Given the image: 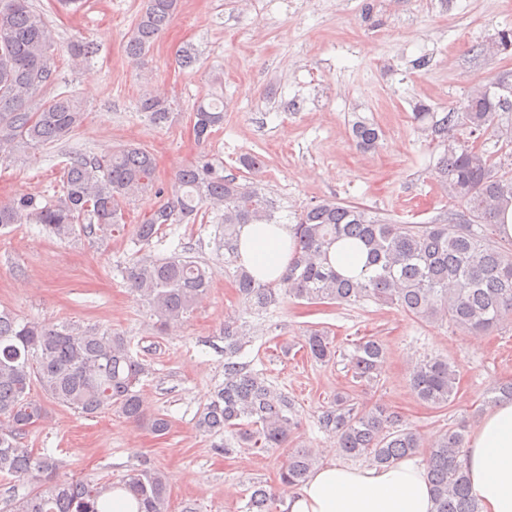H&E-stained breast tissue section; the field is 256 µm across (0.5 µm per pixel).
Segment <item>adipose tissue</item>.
<instances>
[{
  "label": "adipose tissue",
  "instance_id": "obj_1",
  "mask_svg": "<svg viewBox=\"0 0 512 512\" xmlns=\"http://www.w3.org/2000/svg\"><path fill=\"white\" fill-rule=\"evenodd\" d=\"M242 264L259 280L275 282L294 250L287 225L248 224L239 239ZM470 492L482 512H512V402L485 415L465 457ZM282 512H434L426 470L407 459L391 467L330 461L289 493Z\"/></svg>",
  "mask_w": 512,
  "mask_h": 512
}]
</instances>
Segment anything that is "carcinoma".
<instances>
[{
	"label": "carcinoma",
	"mask_w": 512,
	"mask_h": 512,
	"mask_svg": "<svg viewBox=\"0 0 512 512\" xmlns=\"http://www.w3.org/2000/svg\"><path fill=\"white\" fill-rule=\"evenodd\" d=\"M178 0H144L124 43L128 59L138 62L177 15ZM56 46L44 13L31 0H0V160L57 144L84 121L77 99L59 90L53 66ZM65 52L75 67L95 54L94 44L70 41ZM138 110L159 126L169 119V103L156 89L138 101ZM512 71L473 87L440 114L417 107L413 121L438 139L444 152L435 177L444 194L462 207L448 213L443 224H394L369 215L366 208L324 200L306 207L292 225L295 251L274 284L256 279L238 264V241L246 224H275L276 203L255 183H242L224 167L200 157L179 168L166 190L155 186V161L142 146L122 147L105 160L80 150L69 152L61 198L41 204L33 194L0 200V231L16 224H39L60 240L103 237L123 221L126 203L155 190L160 198L153 214L133 229L141 253L121 269L166 332L182 324L210 287L214 271L184 254L156 257L149 247L171 224H195L216 213L218 248L234 267L232 278L246 309L264 312L286 298L308 304H344L370 300L394 305L420 322H446L462 333L490 332L512 319V243L498 240L497 225L512 204V175L484 150L491 133L512 144ZM193 135L209 140L224 124L215 101L199 102L190 115ZM352 138L363 151L378 147L381 130L360 118ZM342 239L360 241L366 251L356 277L340 274L328 260L331 246ZM245 333L224 324V382L198 412L195 427L206 435L231 432L233 440L215 448L229 453L233 443L280 448L298 429V410L288 393L272 385L265 373L237 361ZM310 357L334 359L328 333L312 329L304 338ZM384 363V348L368 338L351 356L353 376L375 381ZM151 366L131 352L128 339L97 326H59L24 321L0 310V476L35 483L15 505V512H107L114 486L65 473L66 463L48 452L22 445L23 435L42 418L43 407L31 396L33 385L86 418L117 412L164 435L169 420L148 415L138 386ZM458 373L442 358L417 362L410 389L421 402L444 408L456 395ZM512 401V381L499 383L486 404ZM319 429L336 437L340 452L378 467L422 455L432 487L434 512H481L470 493L463 456L468 447L466 426L453 425L424 445L419 433L383 405L360 406L346 392L317 418ZM319 463L315 449H293L279 473L284 488H297ZM139 500L141 512H169V480L160 469L144 464L122 484ZM274 495L262 484L250 489L245 512H270Z\"/></svg>",
	"instance_id": "carcinoma-1"
}]
</instances>
